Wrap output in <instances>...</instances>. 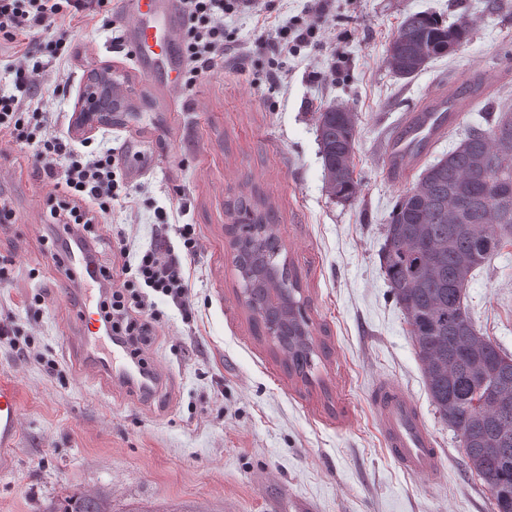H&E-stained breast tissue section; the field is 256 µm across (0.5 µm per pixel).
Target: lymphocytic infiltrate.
Returning <instances> with one entry per match:
<instances>
[{"instance_id":"obj_1","label":"lymphocytic infiltrate","mask_w":512,"mask_h":512,"mask_svg":"<svg viewBox=\"0 0 512 512\" xmlns=\"http://www.w3.org/2000/svg\"><path fill=\"white\" fill-rule=\"evenodd\" d=\"M95 0H0V34L7 38L42 29L85 12ZM185 17L183 49L187 59L186 82L197 79L222 65L228 40L225 15L234 12L254 14L260 28H272L273 40L259 39L257 49L274 45L278 51L292 52L314 46L317 29L299 21L270 25L261 0H182ZM47 64L30 53H23L15 75V90L0 94V133L36 144L47 177H61L62 198L50 215L60 224L57 250L50 254L55 267H62L71 238V225L92 224L97 213L109 210L118 189L116 157L106 149L86 159H73L64 174H56L55 162L68 146L54 134L41 108L39 79ZM108 294L99 305L102 322L111 324L115 335L124 337L130 358H139L153 339L156 322L153 295L171 298L186 305L191 290L187 270L172 242L159 241L138 255L125 246L124 232H117L111 265H99Z\"/></svg>"}]
</instances>
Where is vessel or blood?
Listing matches in <instances>:
<instances>
[{"label":"vessel or blood","mask_w":512,"mask_h":512,"mask_svg":"<svg viewBox=\"0 0 512 512\" xmlns=\"http://www.w3.org/2000/svg\"><path fill=\"white\" fill-rule=\"evenodd\" d=\"M125 8L131 14L132 22L124 32V38L132 46L142 72L168 88H179L186 65L179 45L182 23L179 0H126ZM474 104V98L464 96L436 111L412 114L399 126L392 139L390 159L398 167H408L423 144L440 135L449 121L462 118ZM68 260L73 280L84 286L80 296V348L74 357L78 372L132 383L125 349L120 346L107 348L110 330L102 325L95 313L100 291L95 287L93 265L85 250L77 246L69 250ZM373 406L387 436L390 459L408 473L431 472L436 465L438 450L422 424L417 405L399 389L385 385L375 393ZM21 430L22 407L17 389L0 380L1 472L9 467L6 453L15 447Z\"/></svg>","instance_id":"vessel-or-blood-1"}]
</instances>
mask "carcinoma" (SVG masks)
<instances>
[{"label": "carcinoma", "mask_w": 512, "mask_h": 512, "mask_svg": "<svg viewBox=\"0 0 512 512\" xmlns=\"http://www.w3.org/2000/svg\"><path fill=\"white\" fill-rule=\"evenodd\" d=\"M471 28L448 26L427 13L404 18L387 51L402 54L420 42L429 59L447 55L448 42L463 45ZM330 105L320 113L316 136L329 196L352 201L357 182L346 172L357 141L352 112ZM487 126L471 127L447 154L428 165L395 205L385 224L382 268L404 312L421 363L425 386L440 419L463 448L467 470L481 477L494 512H512V357L479 335L464 295L474 271L512 236V106L487 112ZM507 154L508 164L487 175L480 162ZM456 193L469 200L464 220L448 223L442 203ZM252 222L235 228L231 241L235 271L251 288L241 289L258 328L288 359L302 380L316 353L312 323L305 315L298 280L278 262L282 245L275 216L252 208ZM56 512H112L100 494L69 496Z\"/></svg>", "instance_id": "1"}]
</instances>
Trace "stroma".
<instances>
[{
  "label": "stroma",
  "instance_id": "stroma-1",
  "mask_svg": "<svg viewBox=\"0 0 512 512\" xmlns=\"http://www.w3.org/2000/svg\"><path fill=\"white\" fill-rule=\"evenodd\" d=\"M122 0H103L66 29L70 57L42 78V109L76 152L120 156L129 197L114 200L94 226L124 230L131 253L164 235L163 216L193 225L197 248L188 307L156 296L158 322L144 356L161 381L151 394L111 389L80 376L71 358L79 309L50 264L56 195L37 147L0 135V197L13 209L0 223V315L65 380L35 358L0 346V380L20 397L22 432L0 473V512H49L75 492H103L112 512H493L487 485L467 471L454 432L436 413L405 316L381 266L383 226L425 165L482 123L485 104H512V9L493 0H332L318 17L311 0H265L271 17L316 23L317 48L271 56L256 50L255 18L228 14V64L190 89L145 77L118 41ZM429 11L445 24L471 22L470 40L409 79L397 78L386 49L402 20ZM278 67L282 92L267 90ZM108 69L132 91L123 121L72 117L92 71ZM480 103L451 122L411 171L393 177L389 142L407 114L466 80ZM357 117L355 200L324 188L315 119L329 104ZM147 166L128 179V149ZM258 191L326 352L310 383L289 376L284 356L259 335L239 299L229 246L230 211ZM473 322L512 355V244L475 270L466 290ZM394 384L418 406L439 449V468L408 474L386 455L371 394Z\"/></svg>",
  "mask_w": 512,
  "mask_h": 512
}]
</instances>
